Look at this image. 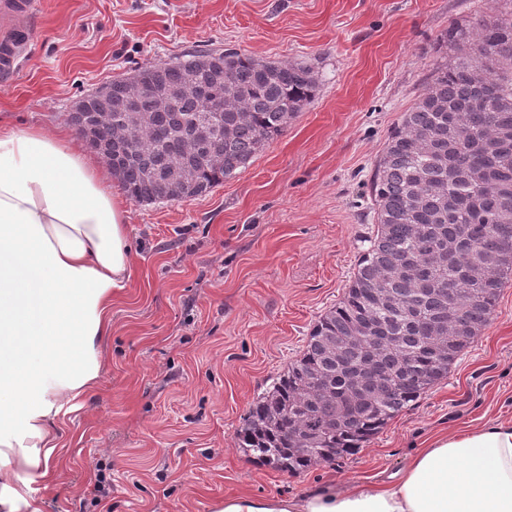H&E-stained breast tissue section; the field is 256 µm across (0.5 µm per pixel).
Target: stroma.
<instances>
[{
  "label": "stroma",
  "mask_w": 512,
  "mask_h": 512,
  "mask_svg": "<svg viewBox=\"0 0 512 512\" xmlns=\"http://www.w3.org/2000/svg\"><path fill=\"white\" fill-rule=\"evenodd\" d=\"M494 0H40L0 123L69 129L77 100L152 63L236 49L312 69L318 90L238 175L186 200L126 201L131 272L112 296L98 381L58 419L44 512H212L403 468L422 441L512 419V281L441 381L354 455L293 475L246 456L254 400L343 296L377 226L369 189L392 127L440 63L450 23ZM112 478L95 500L97 474Z\"/></svg>",
  "instance_id": "1"
}]
</instances>
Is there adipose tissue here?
I'll list each match as a JSON object with an SVG mask.
<instances>
[{
	"mask_svg": "<svg viewBox=\"0 0 512 512\" xmlns=\"http://www.w3.org/2000/svg\"><path fill=\"white\" fill-rule=\"evenodd\" d=\"M127 211L67 131L0 125V512H43L56 420L103 368L112 293L131 271ZM214 512H512V420L437 433L387 482Z\"/></svg>",
	"mask_w": 512,
	"mask_h": 512,
	"instance_id": "1",
	"label": "adipose tissue"
}]
</instances>
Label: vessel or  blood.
<instances>
[{
  "mask_svg": "<svg viewBox=\"0 0 512 512\" xmlns=\"http://www.w3.org/2000/svg\"><path fill=\"white\" fill-rule=\"evenodd\" d=\"M37 0H0V76L18 71L34 31Z\"/></svg>",
  "mask_w": 512,
  "mask_h": 512,
  "instance_id": "1",
  "label": "vessel or blood"
}]
</instances>
